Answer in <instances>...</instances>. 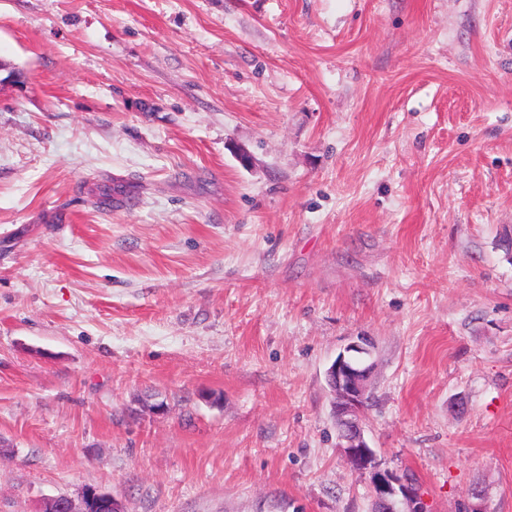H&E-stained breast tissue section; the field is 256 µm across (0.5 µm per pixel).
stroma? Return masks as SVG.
Listing matches in <instances>:
<instances>
[{
	"instance_id": "obj_1",
	"label": "stroma",
	"mask_w": 512,
	"mask_h": 512,
	"mask_svg": "<svg viewBox=\"0 0 512 512\" xmlns=\"http://www.w3.org/2000/svg\"><path fill=\"white\" fill-rule=\"evenodd\" d=\"M0 512H512V0H0ZM373 348L370 337L359 336L336 356L325 372L333 395L337 447L352 471L369 475L370 512H427L415 484L407 477L382 469L376 451L365 437L363 418L370 399ZM41 512H124L122 502L110 492L85 488L77 499L59 496L48 500Z\"/></svg>"
}]
</instances>
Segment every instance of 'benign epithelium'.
Masks as SVG:
<instances>
[{"instance_id":"7a95c632","label":"benign epithelium","mask_w":512,"mask_h":512,"mask_svg":"<svg viewBox=\"0 0 512 512\" xmlns=\"http://www.w3.org/2000/svg\"><path fill=\"white\" fill-rule=\"evenodd\" d=\"M374 343L368 336L350 342L326 370L333 395L332 412L338 431V448L352 471L370 478V512H426L415 484L407 477L383 469L365 437L364 410L374 364ZM41 512H124L122 502L110 492L84 489L78 498L59 496L48 500Z\"/></svg>"}]
</instances>
